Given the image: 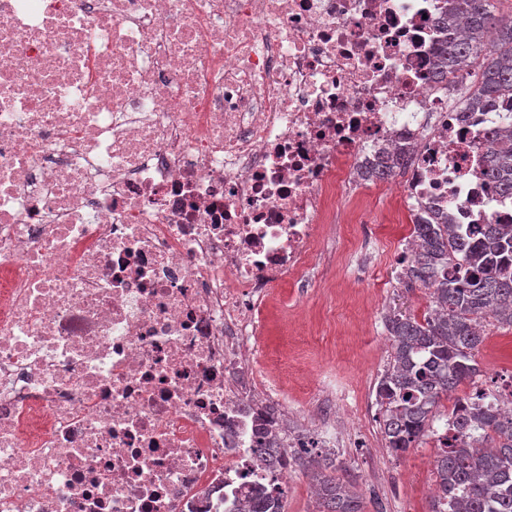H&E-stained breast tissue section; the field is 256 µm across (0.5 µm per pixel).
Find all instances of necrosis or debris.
Here are the masks:
<instances>
[{
	"mask_svg": "<svg viewBox=\"0 0 512 512\" xmlns=\"http://www.w3.org/2000/svg\"><path fill=\"white\" fill-rule=\"evenodd\" d=\"M446 0H0V512H235L287 471L269 289L406 150L410 218L512 224V103L431 80ZM486 164L484 174L491 182L496 194L503 199H512V137H495L484 144Z\"/></svg>",
	"mask_w": 512,
	"mask_h": 512,
	"instance_id": "1",
	"label": "necrosis or debris"
}]
</instances>
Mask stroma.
Returning <instances> with one entry per match:
<instances>
[{
    "mask_svg": "<svg viewBox=\"0 0 512 512\" xmlns=\"http://www.w3.org/2000/svg\"><path fill=\"white\" fill-rule=\"evenodd\" d=\"M337 207L343 224L330 278L316 288L273 290L262 312L266 333L257 372L280 387L292 410L307 409L317 392L329 388L356 396L366 414L359 423L364 437L335 455L345 480L359 489L364 512H429L435 485L433 442L421 440L398 455L387 450L375 403L377 379L390 359L386 315L399 310L420 317L429 308L425 289L403 287L391 277L411 223L398 212L384 181L340 197ZM367 221L380 233L371 254L376 270L370 279L349 264ZM485 334L478 360L495 391L512 384V327L491 321ZM311 459L302 452L288 466L285 512H316L317 500L308 490Z\"/></svg>",
    "mask_w": 512,
    "mask_h": 512,
    "instance_id": "obj_1",
    "label": "stroma"
}]
</instances>
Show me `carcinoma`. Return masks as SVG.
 Returning a JSON list of instances; mask_svg holds the SVG:
<instances>
[{
    "instance_id": "carcinoma-1",
    "label": "carcinoma",
    "mask_w": 512,
    "mask_h": 512,
    "mask_svg": "<svg viewBox=\"0 0 512 512\" xmlns=\"http://www.w3.org/2000/svg\"><path fill=\"white\" fill-rule=\"evenodd\" d=\"M492 0H452L436 24L432 79L452 88L467 109L490 100L512 99V18L491 11ZM463 30L455 35L458 21ZM495 31L491 45L484 37ZM484 174L496 194L512 199V137L484 144ZM418 249L405 265L402 282L428 290L433 307L422 318L394 312L385 320L390 362L378 379L376 401L383 409L388 447L404 453L432 436L442 396L480 373L477 355L484 340L480 323L493 319L512 327V229L486 224L474 236L457 224H414ZM453 444L437 449L436 494L430 512H512V415L478 411L454 418ZM267 468L282 464L275 438L256 449ZM318 512H363L360 496L314 465ZM244 512H284L279 496L259 487Z\"/></svg>"
}]
</instances>
